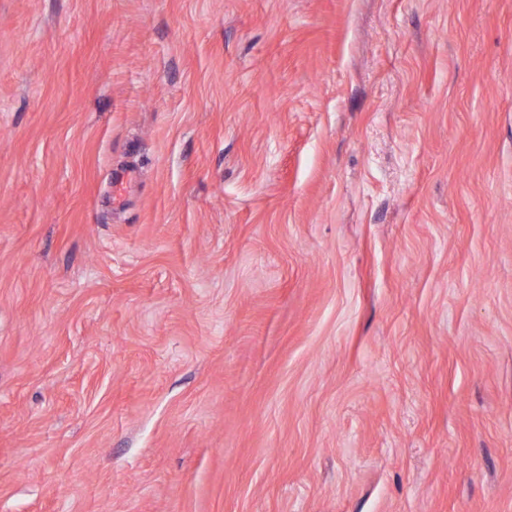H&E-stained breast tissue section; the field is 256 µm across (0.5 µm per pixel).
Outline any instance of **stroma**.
Wrapping results in <instances>:
<instances>
[{
  "label": "stroma",
  "mask_w": 512,
  "mask_h": 512,
  "mask_svg": "<svg viewBox=\"0 0 512 512\" xmlns=\"http://www.w3.org/2000/svg\"><path fill=\"white\" fill-rule=\"evenodd\" d=\"M0 512H512V0H0Z\"/></svg>",
  "instance_id": "obj_1"
}]
</instances>
